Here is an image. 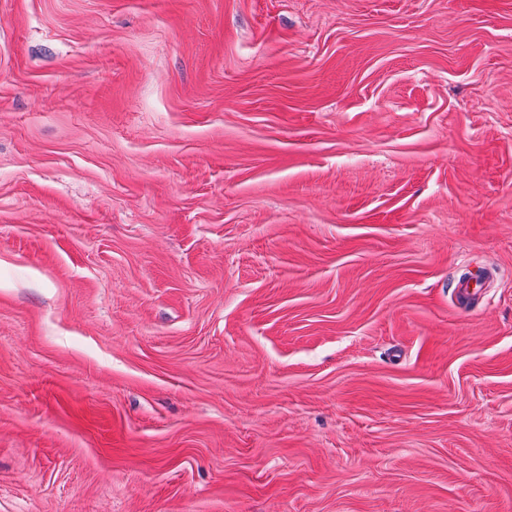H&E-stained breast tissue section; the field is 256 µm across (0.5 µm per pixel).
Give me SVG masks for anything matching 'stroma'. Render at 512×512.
Returning <instances> with one entry per match:
<instances>
[{
    "mask_svg": "<svg viewBox=\"0 0 512 512\" xmlns=\"http://www.w3.org/2000/svg\"><path fill=\"white\" fill-rule=\"evenodd\" d=\"M0 512H512V0H0Z\"/></svg>",
    "mask_w": 512,
    "mask_h": 512,
    "instance_id": "1",
    "label": "stroma"
}]
</instances>
